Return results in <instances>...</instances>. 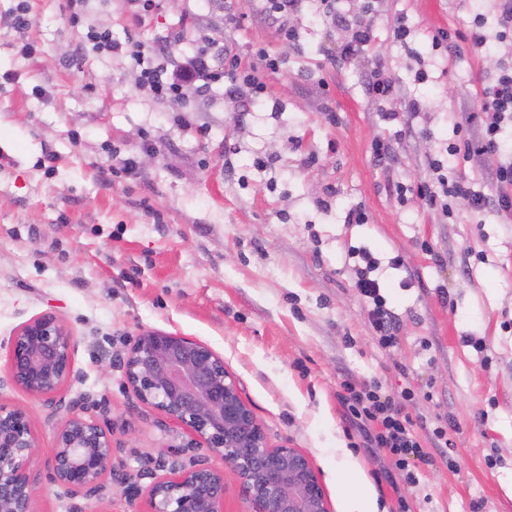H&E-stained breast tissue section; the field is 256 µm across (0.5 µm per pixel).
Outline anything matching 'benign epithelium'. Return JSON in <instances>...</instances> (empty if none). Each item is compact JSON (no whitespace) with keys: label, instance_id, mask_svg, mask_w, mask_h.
<instances>
[{"label":"benign epithelium","instance_id":"7a95c632","mask_svg":"<svg viewBox=\"0 0 512 512\" xmlns=\"http://www.w3.org/2000/svg\"><path fill=\"white\" fill-rule=\"evenodd\" d=\"M79 339L56 315L21 325L13 336L6 376L49 403L75 375ZM127 388L136 400L170 421L174 456L201 449L223 465L174 462L151 474L147 490L129 482L115 460L112 424L90 395L65 406L46 459L50 480L74 498H111L112 485L136 500L141 512H224V472L234 474L249 512H329L316 471L294 448L269 446L265 433L239 395L224 360L188 336L144 330L123 358ZM41 448L28 414L0 406V512H35L31 465Z\"/></svg>","mask_w":512,"mask_h":512}]
</instances>
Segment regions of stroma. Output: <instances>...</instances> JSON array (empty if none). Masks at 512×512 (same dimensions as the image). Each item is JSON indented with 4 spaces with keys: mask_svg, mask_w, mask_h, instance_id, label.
Returning <instances> with one entry per match:
<instances>
[{
    "mask_svg": "<svg viewBox=\"0 0 512 512\" xmlns=\"http://www.w3.org/2000/svg\"><path fill=\"white\" fill-rule=\"evenodd\" d=\"M336 5L374 24V44L351 60L321 0L280 18L264 0H0V405L25 410L51 448L50 408L5 374L17 329L56 314L80 339L66 400L105 399L115 456L148 486L172 434L133 398L119 359L141 331L177 333L223 357L269 445L311 460L330 512H357L361 494L375 512H512V210L478 214L453 196L432 208L417 193L440 158L449 182L494 194L512 128L498 153L448 148L478 137L465 117L512 66V38L498 37L497 0ZM478 13L492 37L479 56L465 39ZM398 16L415 31L405 45L389 32ZM104 31L148 55L165 47L172 66L206 51L220 69L236 55L265 90L219 81L155 96L125 50L86 38ZM376 68L396 90L383 106L364 85ZM357 210L366 223H349ZM354 247L380 263L395 347L378 343ZM371 378L430 449L416 482L389 484L388 457L357 445L339 397ZM44 461L32 465L35 512H72Z\"/></svg>",
    "mask_w": 512,
    "mask_h": 512,
    "instance_id": "stroma-1",
    "label": "stroma"
}]
</instances>
